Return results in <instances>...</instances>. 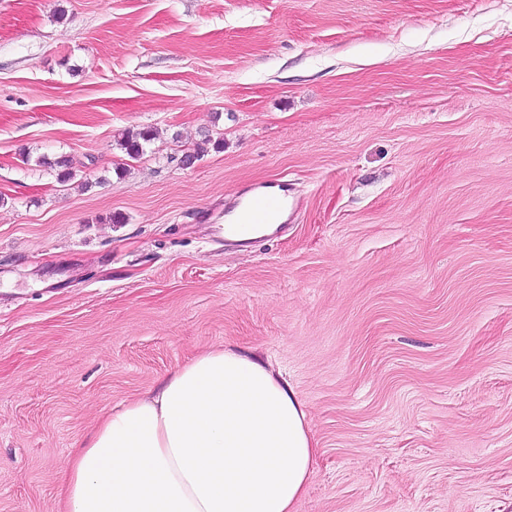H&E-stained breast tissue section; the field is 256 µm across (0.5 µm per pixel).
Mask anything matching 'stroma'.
Returning <instances> with one entry per match:
<instances>
[{"mask_svg": "<svg viewBox=\"0 0 512 512\" xmlns=\"http://www.w3.org/2000/svg\"><path fill=\"white\" fill-rule=\"evenodd\" d=\"M224 346L304 405L296 512H512V0H0V512ZM267 188L270 187L260 186L253 190V195L246 206L243 222L227 224L224 228L226 235L231 237L246 236L255 227L271 224L279 217L284 218L280 223L281 225L288 222L289 216L296 210L298 203Z\"/></svg>", "mask_w": 512, "mask_h": 512, "instance_id": "1", "label": "stroma"}]
</instances>
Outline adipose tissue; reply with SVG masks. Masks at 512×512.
I'll return each instance as SVG.
<instances>
[{"instance_id":"1","label":"adipose tissue","mask_w":512,"mask_h":512,"mask_svg":"<svg viewBox=\"0 0 512 512\" xmlns=\"http://www.w3.org/2000/svg\"><path fill=\"white\" fill-rule=\"evenodd\" d=\"M317 452L288 382L219 347L101 420L67 461L59 512H295Z\"/></svg>"}]
</instances>
